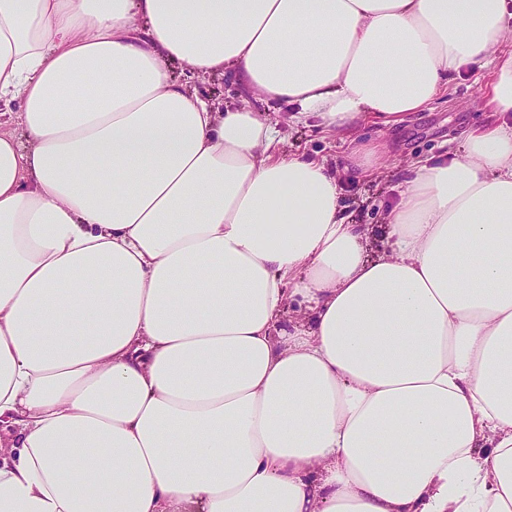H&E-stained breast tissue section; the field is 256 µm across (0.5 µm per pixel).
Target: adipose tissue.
Returning <instances> with one entry per match:
<instances>
[{"label": "adipose tissue", "instance_id": "obj_1", "mask_svg": "<svg viewBox=\"0 0 512 512\" xmlns=\"http://www.w3.org/2000/svg\"><path fill=\"white\" fill-rule=\"evenodd\" d=\"M512 0H0V512H512ZM291 122L498 123L404 171L387 250ZM296 306L306 326L278 329ZM492 449H485V442ZM197 90L200 96L222 106L227 103H247L256 112H262L272 117L281 119L280 129L284 143L280 146L288 151L304 153L315 158H327L330 164L341 168L342 156L347 149L349 138H342L341 134L326 132L317 128L313 123L287 124L282 121L288 117L290 110L286 105L271 104L268 106L257 97L244 93L240 86L231 77H214L209 81L197 83ZM273 112H279L275 114ZM336 163V164H335Z\"/></svg>", "mask_w": 512, "mask_h": 512}]
</instances>
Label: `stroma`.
<instances>
[{"mask_svg": "<svg viewBox=\"0 0 512 512\" xmlns=\"http://www.w3.org/2000/svg\"><path fill=\"white\" fill-rule=\"evenodd\" d=\"M491 73L486 69L468 71L449 84L424 111L413 113L390 140L394 158L387 161L372 178L358 180L344 176L342 203L352 223L369 225L373 247H385L382 217L400 190L403 169L414 159L441 160L462 149L465 133L475 125L498 121L497 113L488 111L482 97L489 89ZM200 96L219 104L247 103L258 112L274 111L280 117L289 114L287 106L266 104L247 95L231 77H214L198 83ZM283 146L315 158L340 163L348 141L335 132L317 128L313 123L285 124L281 127Z\"/></svg>", "mask_w": 512, "mask_h": 512, "instance_id": "1", "label": "stroma"}]
</instances>
